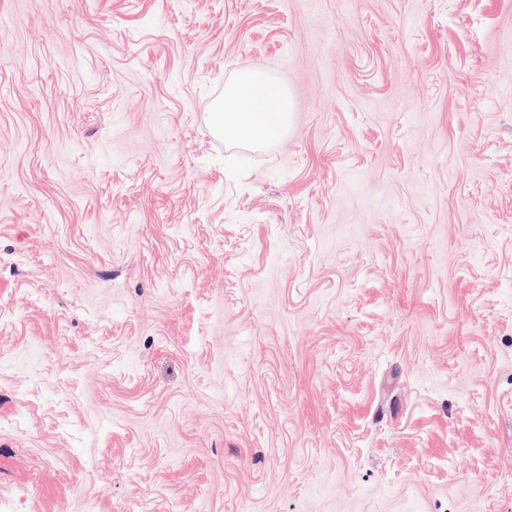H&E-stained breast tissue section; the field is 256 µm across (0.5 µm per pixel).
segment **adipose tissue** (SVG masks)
I'll use <instances>...</instances> for the list:
<instances>
[{"mask_svg":"<svg viewBox=\"0 0 512 512\" xmlns=\"http://www.w3.org/2000/svg\"><path fill=\"white\" fill-rule=\"evenodd\" d=\"M292 118L288 90L265 71L256 69L226 85L207 120L213 130L260 146L286 133Z\"/></svg>","mask_w":512,"mask_h":512,"instance_id":"ef3b65f1","label":"adipose tissue"}]
</instances>
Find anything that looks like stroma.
Segmentation results:
<instances>
[{
    "label": "stroma",
    "instance_id": "obj_1",
    "mask_svg": "<svg viewBox=\"0 0 512 512\" xmlns=\"http://www.w3.org/2000/svg\"><path fill=\"white\" fill-rule=\"evenodd\" d=\"M0 512H512V0H0ZM207 116L213 130L261 146L288 131L293 106L288 90L256 69L227 84L224 96Z\"/></svg>",
    "mask_w": 512,
    "mask_h": 512
}]
</instances>
